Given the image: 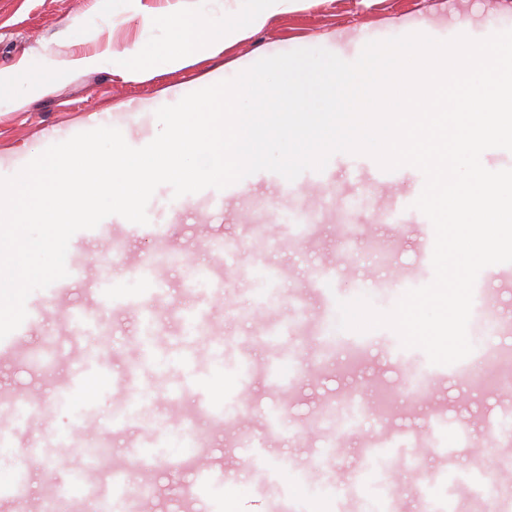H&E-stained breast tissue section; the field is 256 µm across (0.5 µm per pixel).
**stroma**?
Segmentation results:
<instances>
[{"label":"stroma","mask_w":512,"mask_h":512,"mask_svg":"<svg viewBox=\"0 0 512 512\" xmlns=\"http://www.w3.org/2000/svg\"><path fill=\"white\" fill-rule=\"evenodd\" d=\"M104 0H0V68L52 45L65 55H87L105 45L122 49L137 39L165 37L164 22L142 29L138 20L103 22ZM512 29V0H313L306 8L273 18L262 30L242 34L223 53L181 70L123 80L92 70L62 77L53 90L21 112H0V176H11L52 144L112 123L140 148L159 133L154 109L171 105L213 80H228L258 60L321 42L323 49L355 61L364 39L423 33L454 37L461 21L482 33L487 19ZM69 29L66 41L53 36ZM424 185L407 166L383 171L366 155L334 154L323 171L295 180L259 171L222 190L207 188L174 197L159 186L147 206L150 224L165 238L128 233L113 216L110 229L91 241L73 239L71 255L84 267L59 293L34 291L41 312L25 341L51 342L50 374L15 358H0V387L20 402L39 398L23 416L0 412V431L12 440L0 452V479L26 471L29 498L1 502L0 512H46L58 486L89 481L92 494L71 512H88L108 499L112 512H173L185 483L187 444L202 442L212 464L203 502L213 512L229 484L242 486L241 512H272L271 493L306 488L304 501L327 497L332 512H373L379 495L392 492L397 512H421L424 497L454 494L468 512L470 490L447 482L421 485L418 471L487 476L496 496L512 499V446L482 447L485 425L512 423L504 391L466 394L431 378L419 349L403 348L387 328L367 333L340 329L323 318L325 302L368 296L381 311L409 289L433 279L419 240L429 220L413 203ZM311 224L313 236L299 227ZM387 244L379 256L366 237ZM176 255L158 268L162 290L152 294L140 273L154 254ZM279 275L270 287L274 303L257 283L268 268ZM110 280L123 305L97 311V326L73 333L63 316L93 305L101 280ZM194 302L207 315L195 330L183 321ZM154 308L151 335L141 331L142 308ZM251 318H241L243 310ZM305 329L285 334L289 320ZM341 338L367 347L354 373L342 371L345 353L312 357L310 346ZM151 346L154 360L142 358ZM88 360L106 380L95 400H78L72 368ZM224 372L234 384L215 398L210 382ZM390 388L396 405L387 417L373 411V380ZM355 393L360 412L346 422L340 400ZM107 442L116 464L147 449L148 475L161 495L148 502L113 494L111 479L96 477L86 447ZM339 443L340 455L330 454Z\"/></svg>","instance_id":"35a3bbf8"}]
</instances>
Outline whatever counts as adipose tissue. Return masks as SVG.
<instances>
[{
    "label": "adipose tissue",
    "mask_w": 512,
    "mask_h": 512,
    "mask_svg": "<svg viewBox=\"0 0 512 512\" xmlns=\"http://www.w3.org/2000/svg\"><path fill=\"white\" fill-rule=\"evenodd\" d=\"M140 0H112L106 14L138 17L142 28L157 18L167 23V37L161 41H137L122 50L105 48L85 56H63L50 50L35 58L38 79L25 90H15L25 64L0 70V111L24 110L35 98L50 90L56 79L84 70H105L127 80H137L158 69L178 70L223 52L242 33L263 29L275 16L301 10L306 0H249L232 19L213 24L211 17L223 9V0H203L193 7L190 0H166L159 13L139 7Z\"/></svg>",
    "instance_id": "obj_1"
}]
</instances>
